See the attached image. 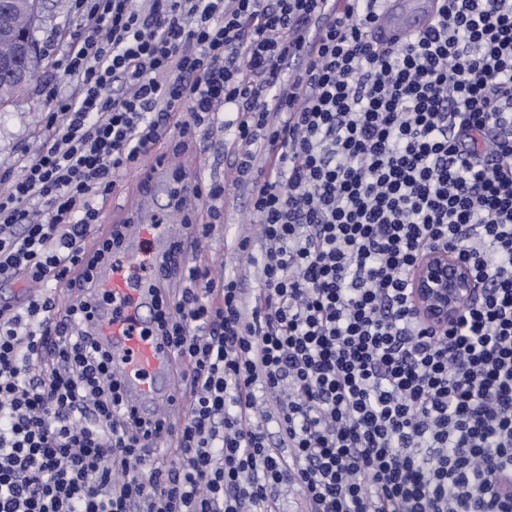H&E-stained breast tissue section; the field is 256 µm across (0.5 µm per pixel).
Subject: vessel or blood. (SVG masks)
Wrapping results in <instances>:
<instances>
[{
	"label": "vessel or blood",
	"mask_w": 512,
	"mask_h": 512,
	"mask_svg": "<svg viewBox=\"0 0 512 512\" xmlns=\"http://www.w3.org/2000/svg\"><path fill=\"white\" fill-rule=\"evenodd\" d=\"M435 0H385L374 36L383 44H394L420 32L433 20ZM316 38L301 37L288 56V67H305L316 54ZM201 183L190 175L178 185L169 182L166 162L157 159L155 170L138 192V204L132 213L133 225L122 241L127 260L153 256L157 266H164L176 248L188 238L189 217L184 204L196 196ZM167 198L173 220L157 223L155 208L159 198ZM162 282L158 279L136 281L111 267L99 270L96 290L103 296L88 326L100 344L111 351L112 361L121 372V387L126 406L142 421L153 424L180 416L185 408L174 365V355L153 331L156 295Z\"/></svg>",
	"instance_id": "obj_1"
}]
</instances>
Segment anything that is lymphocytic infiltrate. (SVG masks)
<instances>
[{"instance_id": "1", "label": "lymphocytic infiltrate", "mask_w": 512, "mask_h": 512, "mask_svg": "<svg viewBox=\"0 0 512 512\" xmlns=\"http://www.w3.org/2000/svg\"><path fill=\"white\" fill-rule=\"evenodd\" d=\"M378 2L80 0L40 149L0 171V286L39 289L0 298V512H277L291 484L306 512H512V0H438L396 46ZM225 111L259 281L176 256L156 333L192 399L155 465L86 330L120 235L85 242L122 173ZM437 246L478 287L442 332L409 302ZM318 41L316 37H302L293 45L288 56V68L290 70L302 69L316 54Z\"/></svg>"}]
</instances>
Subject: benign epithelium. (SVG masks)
<instances>
[{"mask_svg": "<svg viewBox=\"0 0 512 512\" xmlns=\"http://www.w3.org/2000/svg\"><path fill=\"white\" fill-rule=\"evenodd\" d=\"M0 74L20 87L37 73L27 65V47L20 39L0 35ZM475 284L467 266L445 247L430 250L415 268L411 279V312L422 323L444 330L457 322L475 296Z\"/></svg>", "mask_w": 512, "mask_h": 512, "instance_id": "1", "label": "benign epithelium"}]
</instances>
